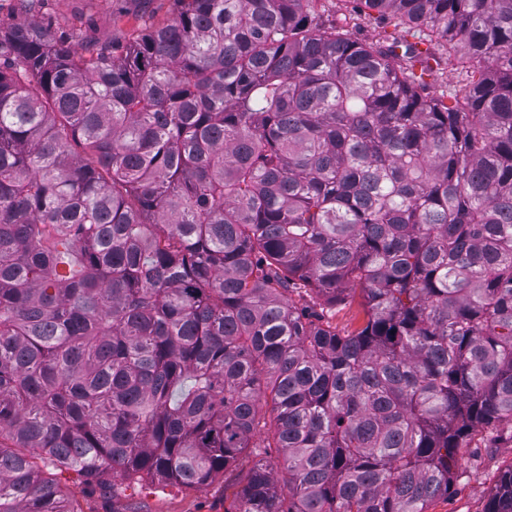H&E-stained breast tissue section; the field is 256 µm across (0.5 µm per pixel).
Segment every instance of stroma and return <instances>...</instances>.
<instances>
[{
  "label": "stroma",
  "instance_id": "35a3bbf8",
  "mask_svg": "<svg viewBox=\"0 0 512 512\" xmlns=\"http://www.w3.org/2000/svg\"><path fill=\"white\" fill-rule=\"evenodd\" d=\"M174 0H45L33 10H20L18 0H0V26L35 24L52 15L68 31L75 45L86 41L126 45L145 23L168 21ZM314 10L321 22L345 19L350 37L375 42L394 33L393 21L349 20L350 5L344 0H316ZM512 466V426L477 428L464 440L448 495L434 499L428 512H485L500 474ZM42 478L54 483L71 512H224V501L242 487L248 471L240 461L211 484L200 488L140 483L115 479L113 487L87 484L76 470L39 464Z\"/></svg>",
  "mask_w": 512,
  "mask_h": 512
}]
</instances>
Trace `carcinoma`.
<instances>
[{
    "mask_svg": "<svg viewBox=\"0 0 512 512\" xmlns=\"http://www.w3.org/2000/svg\"><path fill=\"white\" fill-rule=\"evenodd\" d=\"M175 2L122 48L0 28V512H72L32 451L202 487L257 434L225 512H427L512 425V0H352L418 26L389 44ZM459 65L457 60H453L452 63L448 65V60L446 63L445 58L439 67L442 69L439 70V72L443 71V75L438 81H435L433 77L424 75V80L428 83L424 93H428L430 96L434 97H442V95H444L445 103L453 105L456 100L458 101V107L462 108V100L455 99V89L462 75L460 74L462 68ZM352 295H354L352 297ZM347 305H337L336 313L330 317L332 324H336L338 331H351L363 322V313L360 306V297L358 293H351L347 298Z\"/></svg>",
    "mask_w": 512,
    "mask_h": 512,
    "instance_id": "obj_1",
    "label": "carcinoma"
}]
</instances>
